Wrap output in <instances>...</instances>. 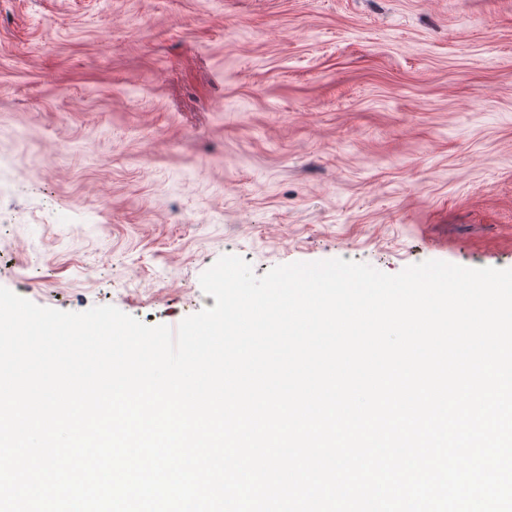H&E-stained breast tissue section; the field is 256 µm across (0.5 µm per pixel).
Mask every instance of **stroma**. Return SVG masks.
<instances>
[{"label":"stroma","instance_id":"35a3bbf8","mask_svg":"<svg viewBox=\"0 0 512 512\" xmlns=\"http://www.w3.org/2000/svg\"><path fill=\"white\" fill-rule=\"evenodd\" d=\"M0 286L177 327L220 257L512 269V0H0Z\"/></svg>","mask_w":512,"mask_h":512}]
</instances>
